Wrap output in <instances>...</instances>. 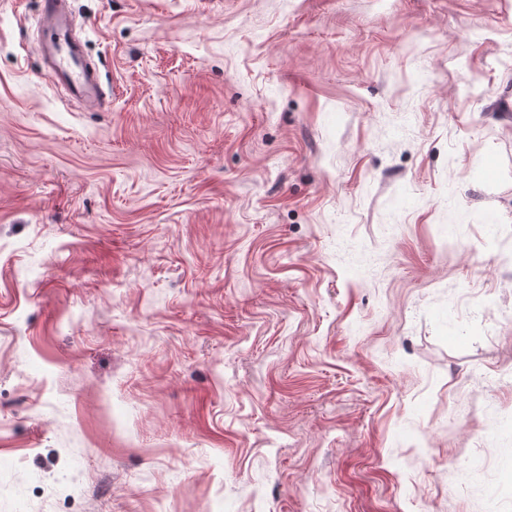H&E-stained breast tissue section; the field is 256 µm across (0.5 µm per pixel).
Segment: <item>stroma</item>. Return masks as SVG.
<instances>
[{
  "mask_svg": "<svg viewBox=\"0 0 512 512\" xmlns=\"http://www.w3.org/2000/svg\"><path fill=\"white\" fill-rule=\"evenodd\" d=\"M0 0V512H512V0ZM39 26L45 29L42 57L50 84L66 98L99 109L106 102L97 68L79 45L67 0H41Z\"/></svg>",
  "mask_w": 512,
  "mask_h": 512,
  "instance_id": "1",
  "label": "stroma"
}]
</instances>
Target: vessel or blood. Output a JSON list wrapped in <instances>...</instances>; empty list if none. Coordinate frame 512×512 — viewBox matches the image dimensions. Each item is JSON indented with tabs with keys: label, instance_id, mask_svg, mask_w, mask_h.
Segmentation results:
<instances>
[{
	"label": "vessel or blood",
	"instance_id": "1",
	"mask_svg": "<svg viewBox=\"0 0 512 512\" xmlns=\"http://www.w3.org/2000/svg\"><path fill=\"white\" fill-rule=\"evenodd\" d=\"M39 25L45 30L42 57L50 84L68 100L103 107L106 96L97 68L76 39L68 0H41Z\"/></svg>",
	"mask_w": 512,
	"mask_h": 512
}]
</instances>
